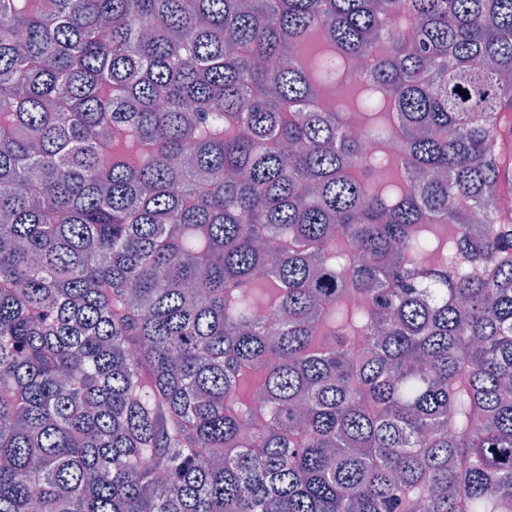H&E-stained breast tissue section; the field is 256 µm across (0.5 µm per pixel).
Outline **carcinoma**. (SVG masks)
Returning <instances> with one entry per match:
<instances>
[{
	"instance_id": "carcinoma-1",
	"label": "carcinoma",
	"mask_w": 512,
	"mask_h": 512,
	"mask_svg": "<svg viewBox=\"0 0 512 512\" xmlns=\"http://www.w3.org/2000/svg\"><path fill=\"white\" fill-rule=\"evenodd\" d=\"M508 194L512 0H0V512H512Z\"/></svg>"
}]
</instances>
